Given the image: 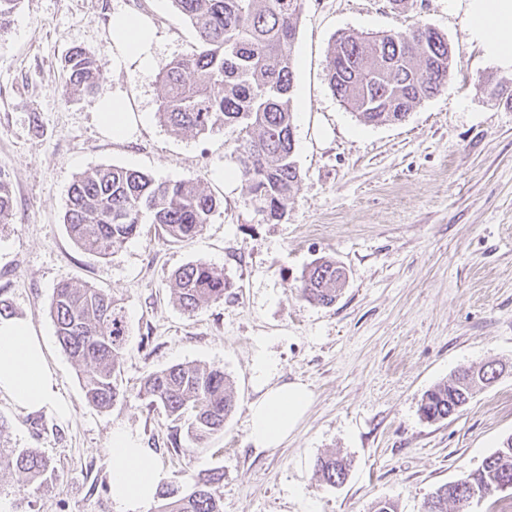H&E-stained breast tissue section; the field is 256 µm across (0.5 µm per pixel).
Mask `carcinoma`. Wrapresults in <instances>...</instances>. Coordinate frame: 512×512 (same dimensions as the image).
<instances>
[{"label":"carcinoma","mask_w":512,"mask_h":512,"mask_svg":"<svg viewBox=\"0 0 512 512\" xmlns=\"http://www.w3.org/2000/svg\"><path fill=\"white\" fill-rule=\"evenodd\" d=\"M304 0H171L197 34L195 53L171 61L158 74L162 87L160 122L176 134L202 135L216 129L237 132L234 153L251 202L267 222L279 221L299 187L294 159L293 45ZM19 0H0V35L10 26ZM454 58L448 39L419 24L407 31L366 36L343 32L334 39L327 60L333 95L368 125L403 121L423 100L447 87ZM64 94L93 93L103 78L95 55L74 48L65 58ZM219 201L202 181L158 182L137 170L98 167L78 177L68 191L65 224L79 248L106 258L148 222L170 241L201 234ZM13 212L9 182L0 176V223ZM346 274L336 262L318 259L302 275L296 291L306 300L329 306L336 301ZM231 284L224 274L198 261L174 273V300L193 315L224 299ZM50 315L65 353L83 367L88 403L106 409L124 395L117 368L126 342V325L112 296L90 285L63 280L54 288ZM493 363L468 367L428 391L420 412L432 422L448 418L474 394L491 384ZM142 393L174 422H187L196 443L224 429L235 400L232 384L219 367L179 364L149 374ZM8 426L0 421V473H17L25 485L39 488L50 478L49 461L33 449L3 445ZM319 481L341 485L347 464L334 454L318 458ZM224 473L206 470L192 477L190 489L178 484L159 488L158 512H223ZM438 487L424 501L423 512H467L471 492L494 495L497 485L512 482V436L481 467Z\"/></svg>","instance_id":"cac0c4a2"}]
</instances>
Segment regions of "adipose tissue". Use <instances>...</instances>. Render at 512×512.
Listing matches in <instances>:
<instances>
[{"instance_id": "obj_1", "label": "adipose tissue", "mask_w": 512, "mask_h": 512, "mask_svg": "<svg viewBox=\"0 0 512 512\" xmlns=\"http://www.w3.org/2000/svg\"><path fill=\"white\" fill-rule=\"evenodd\" d=\"M470 24L490 53L512 65V0H475ZM154 31L141 16L114 13L110 26L113 62L150 69L155 63ZM105 134L124 140L133 133L136 119L128 99L107 94L95 103ZM252 370L259 395L249 407L253 447H279L305 415L311 392L299 381L278 383L276 365L264 352H257ZM28 413H52L67 417L68 402L59 394L57 377L50 367L45 347L30 319L0 316V396ZM112 458L111 496L116 512H143L155 498L164 479L145 448L130 430L117 426L109 444Z\"/></svg>"}]
</instances>
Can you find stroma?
<instances>
[{
  "label": "stroma",
  "mask_w": 512,
  "mask_h": 512,
  "mask_svg": "<svg viewBox=\"0 0 512 512\" xmlns=\"http://www.w3.org/2000/svg\"><path fill=\"white\" fill-rule=\"evenodd\" d=\"M473 0H305L293 48L295 160L301 181L285 216L264 223L238 174L235 132L174 134L160 123L157 69L191 54L195 33L171 0H21L0 37V176L13 219L0 223V297L46 343L68 418L28 414L0 397L14 448H34L53 474L27 493L0 477V512H115L108 452L114 426L139 434L168 484L203 470L224 474V512H372L424 499L477 469L512 436V65L495 60L469 27ZM148 18L155 67L111 60L109 21ZM424 22L454 49L452 77L405 120L367 125L332 94L326 60L342 31L377 33ZM94 53L97 92L127 96L143 123L129 139L102 131L94 98L63 95L72 47ZM498 98H490L491 86ZM102 165L159 181L202 179L221 205L196 238L169 242L143 225L102 259L77 247L64 214L68 189ZM344 266L335 303L295 286L316 260ZM202 261L221 270L224 298L194 315L174 303L173 275ZM69 279L112 295L126 322L110 409L87 404L80 372L61 348L49 306ZM265 352L278 382L301 381L311 405L278 448L249 441L257 398L252 361ZM504 366L462 411L423 420L422 396L460 368ZM223 368L236 407L223 431L169 451L172 422L139 390L176 364ZM349 464L338 487L318 481L316 459Z\"/></svg>",
  "instance_id": "35a3bbf8"
}]
</instances>
